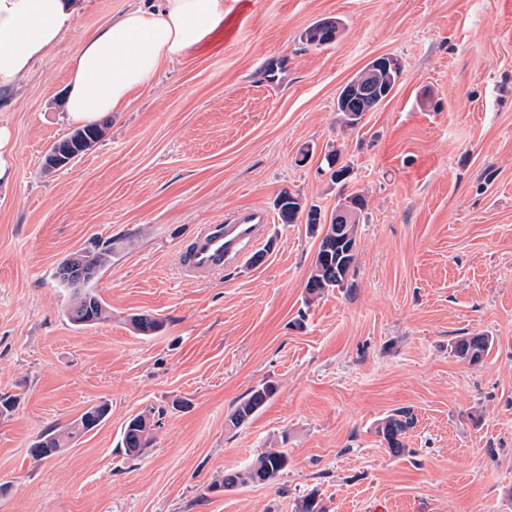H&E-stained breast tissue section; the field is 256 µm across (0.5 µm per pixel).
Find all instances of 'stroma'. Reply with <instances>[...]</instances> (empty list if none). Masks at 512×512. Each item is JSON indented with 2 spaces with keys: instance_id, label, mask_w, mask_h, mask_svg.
<instances>
[{
  "instance_id": "1",
  "label": "stroma",
  "mask_w": 512,
  "mask_h": 512,
  "mask_svg": "<svg viewBox=\"0 0 512 512\" xmlns=\"http://www.w3.org/2000/svg\"><path fill=\"white\" fill-rule=\"evenodd\" d=\"M126 0H80L72 35L0 93L16 142L0 188V512H512V0H224L198 50L169 65L104 136L62 169L65 93L78 37ZM339 18L333 43L302 44ZM380 56L402 73L352 130L341 88ZM342 147L347 186L322 169ZM363 192L353 287L307 303L318 238L272 219L234 268L186 279L179 251L204 224L284 190L331 213ZM111 246L96 288L104 321L73 326L53 273ZM165 329L142 336L132 315ZM487 335L477 365L451 344ZM276 393L241 428L227 416ZM109 418L58 454L31 446L87 408ZM408 409V454L381 419ZM145 413L153 444L118 442ZM268 448L273 483L214 491ZM342 32V23L337 20L324 19L307 27L300 40L307 46L319 47L334 42ZM275 394V387L263 383L250 391L228 414L227 419L233 428L248 422Z\"/></svg>"
}]
</instances>
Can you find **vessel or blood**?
<instances>
[{"label": "vessel or blood", "mask_w": 512, "mask_h": 512, "mask_svg": "<svg viewBox=\"0 0 512 512\" xmlns=\"http://www.w3.org/2000/svg\"><path fill=\"white\" fill-rule=\"evenodd\" d=\"M270 222L259 207L234 214L221 224H207L194 236L182 255L187 276L204 279L217 270L241 263L261 241Z\"/></svg>", "instance_id": "b4317fda"}]
</instances>
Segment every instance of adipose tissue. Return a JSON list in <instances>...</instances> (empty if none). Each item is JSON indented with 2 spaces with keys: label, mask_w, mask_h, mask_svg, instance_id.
<instances>
[{
  "label": "adipose tissue",
  "mask_w": 512,
  "mask_h": 512,
  "mask_svg": "<svg viewBox=\"0 0 512 512\" xmlns=\"http://www.w3.org/2000/svg\"><path fill=\"white\" fill-rule=\"evenodd\" d=\"M74 0H0V91L11 89L34 63L74 30ZM224 0H131L73 54L66 112L89 123L125 111L173 62L217 26Z\"/></svg>",
  "instance_id": "adipose-tissue-1"
}]
</instances>
